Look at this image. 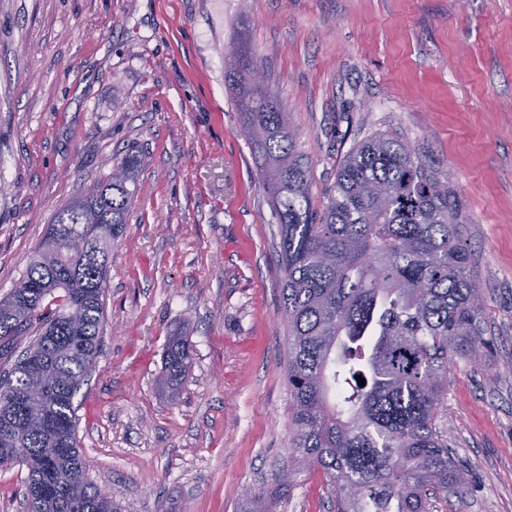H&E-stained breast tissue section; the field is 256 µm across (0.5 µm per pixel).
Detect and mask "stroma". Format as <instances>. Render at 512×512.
Here are the masks:
<instances>
[{
	"instance_id": "1",
	"label": "stroma",
	"mask_w": 512,
	"mask_h": 512,
	"mask_svg": "<svg viewBox=\"0 0 512 512\" xmlns=\"http://www.w3.org/2000/svg\"><path fill=\"white\" fill-rule=\"evenodd\" d=\"M240 37L290 112L315 200L381 132L461 198L495 351L448 372L466 485L429 512H512V0H0V298L56 211L145 150L74 397L89 480L122 512H242L289 455L278 225L224 80ZM177 333L192 370L173 400L157 377ZM327 501L303 470L276 512Z\"/></svg>"
}]
</instances>
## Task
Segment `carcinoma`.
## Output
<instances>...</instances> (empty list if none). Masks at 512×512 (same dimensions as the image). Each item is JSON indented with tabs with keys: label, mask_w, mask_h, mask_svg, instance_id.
<instances>
[{
	"label": "carcinoma",
	"mask_w": 512,
	"mask_h": 512,
	"mask_svg": "<svg viewBox=\"0 0 512 512\" xmlns=\"http://www.w3.org/2000/svg\"><path fill=\"white\" fill-rule=\"evenodd\" d=\"M256 51H230L225 81L278 224L284 273L291 457L321 471L331 512H428L463 475L442 414L448 369L489 356L485 301L463 243L448 177L396 134L379 133L342 160L316 205L290 113L250 77ZM144 153L134 148L54 216L11 294L0 300V357L29 326L39 334L0 376V466L28 471L27 512H118L87 478L73 398L98 356L107 264L125 234ZM85 243L71 251L70 241ZM364 362L365 385H343ZM192 367L186 336L166 345L162 388L176 395ZM298 468L284 466L245 512H273Z\"/></svg>",
	"instance_id": "cac0c4a2"
}]
</instances>
